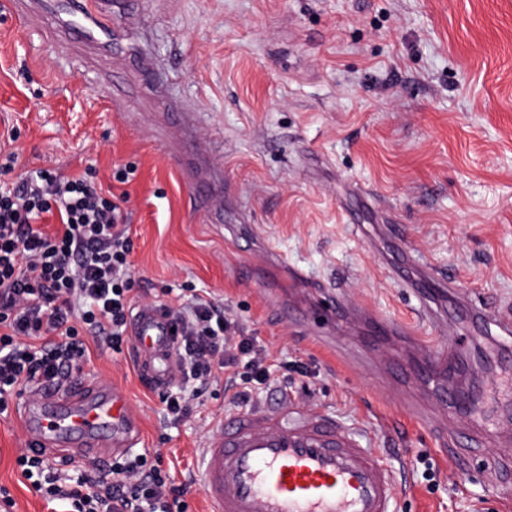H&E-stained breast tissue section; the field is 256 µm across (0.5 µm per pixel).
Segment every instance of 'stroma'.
<instances>
[{
    "mask_svg": "<svg viewBox=\"0 0 512 512\" xmlns=\"http://www.w3.org/2000/svg\"><path fill=\"white\" fill-rule=\"evenodd\" d=\"M111 35L66 39L44 22L54 0H23L26 27L0 10V153L19 157L0 184L49 168L97 169L114 184L134 164L124 205L134 274L148 297L190 285L223 299L277 357L305 364L296 402L329 410L364 435L394 472L397 512H512V333L458 324L436 369L394 382V339L365 344L367 319L346 314L335 349L325 324L279 319L262 282L238 281L237 259H285L274 281L304 308L343 294L408 325L424 271L455 278L451 299L512 305V0H103ZM125 108L96 98L108 81ZM197 112L204 141L165 146V112ZM222 182L224 203L200 220L179 170ZM395 224L397 239L382 225ZM408 243L418 265L391 276ZM307 287H293L291 272ZM470 403L434 395L464 357ZM82 379L117 384L143 427L138 452L161 451L189 512H202L195 462L225 415L223 393L166 419L129 353L92 349ZM25 429L0 416V486L12 512H62L29 489L15 459ZM432 463L435 484L422 477Z\"/></svg>",
    "mask_w": 512,
    "mask_h": 512,
    "instance_id": "35a3bbf8",
    "label": "stroma"
}]
</instances>
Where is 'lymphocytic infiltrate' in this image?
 <instances>
[{
    "mask_svg": "<svg viewBox=\"0 0 512 512\" xmlns=\"http://www.w3.org/2000/svg\"><path fill=\"white\" fill-rule=\"evenodd\" d=\"M95 171L78 175L49 169L27 172L0 189V415L13 397L43 383L61 384L90 359L91 347L131 348L130 316L147 295L138 288L133 239L123 205L128 193L98 186ZM57 215L54 233L41 230ZM180 330L178 376L160 389L172 420L191 417L192 402L223 386L238 408L270 389L276 370L268 347L210 292L191 289L164 302ZM21 475L69 512H188L187 491L163 466L161 453L120 455L77 477L26 450Z\"/></svg>",
    "mask_w": 512,
    "mask_h": 512,
    "instance_id": "1",
    "label": "lymphocytic infiltrate"
}]
</instances>
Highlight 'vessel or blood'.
Here are the masks:
<instances>
[{
  "mask_svg": "<svg viewBox=\"0 0 512 512\" xmlns=\"http://www.w3.org/2000/svg\"><path fill=\"white\" fill-rule=\"evenodd\" d=\"M172 327L159 307L139 308L129 325L140 375L162 386L177 371ZM21 422L31 448L97 462L140 440L126 393L96 382L37 387ZM199 464L208 512H394V479L379 452L333 414L284 400L226 416Z\"/></svg>",
  "mask_w": 512,
  "mask_h": 512,
  "instance_id": "1",
  "label": "vessel or blood"
}]
</instances>
